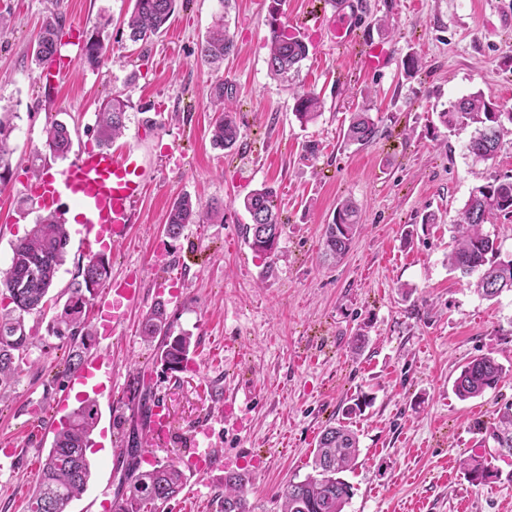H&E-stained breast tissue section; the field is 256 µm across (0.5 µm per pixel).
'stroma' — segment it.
Returning a JSON list of instances; mask_svg holds the SVG:
<instances>
[{"label": "stroma", "instance_id": "obj_1", "mask_svg": "<svg viewBox=\"0 0 512 512\" xmlns=\"http://www.w3.org/2000/svg\"><path fill=\"white\" fill-rule=\"evenodd\" d=\"M357 37L331 41L319 16L333 0H284L283 22L310 44L298 73L283 81L267 66L268 0H185L166 30L131 43L123 25L131 0H0V108L13 111L11 173L0 185V269L39 211L24 185L31 165L56 170L45 128L65 123L73 150L96 146L103 101L130 102L122 143L137 146L155 179L140 221L126 242L105 248L113 276L135 271L145 295L109 335L94 336L89 355L112 361V394H97L100 418L88 454L92 476L68 512H105L120 469L114 451L130 428L137 372L166 403L175 436L143 452L151 460L184 461L189 448L215 458L186 481L160 512H219L224 457L239 456L259 512H280L275 493L311 471L321 430L354 398L372 403L353 417L360 452L344 472L354 488L345 512H512V464L493 459L497 478L471 483L461 463L489 456L487 430L512 406V292L488 300L452 272L453 225L477 186L512 176V133L495 159L479 161L466 145L472 127H443L438 114L481 91L512 109V0H357ZM107 45L97 64L79 45L62 47L60 80L49 86L30 46L52 12ZM224 15L234 49L223 64L204 61L200 47ZM381 43L391 64L372 71L364 47ZM420 69L406 76L403 62ZM224 82L236 100L241 135L235 149L214 147L210 93ZM316 93L320 116L300 124L293 95ZM366 109L378 125L370 143L348 145L351 112ZM267 185L277 194L285 232L272 268L244 241L249 216L242 200ZM191 196L201 208L224 204L223 219L187 225L178 239L164 232L173 202ZM352 199L362 230L340 262L325 260L322 234L336 205ZM435 223H425L426 214ZM66 260L44 312L25 317L32 343L21 373L0 404V441L20 454L0 459V512H27L56 422L76 406L64 373L68 345L48 323L68 297L89 253L80 225L68 227ZM411 297H403L401 286ZM163 299L176 332L193 336L189 369L164 374L156 346L139 322ZM366 342L352 354L355 334ZM494 352L506 376L483 395L459 400L452 382L474 357ZM236 396L233 417L224 396Z\"/></svg>", "mask_w": 512, "mask_h": 512}]
</instances>
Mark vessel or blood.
I'll list each match as a JSON object with an SVG mask.
<instances>
[{
	"instance_id": "1",
	"label": "vessel or blood",
	"mask_w": 512,
	"mask_h": 512,
	"mask_svg": "<svg viewBox=\"0 0 512 512\" xmlns=\"http://www.w3.org/2000/svg\"><path fill=\"white\" fill-rule=\"evenodd\" d=\"M325 26L336 43L355 38L353 16L346 11L333 14ZM152 180L153 170L136 147L120 151L87 149L78 152L63 168L33 181L28 191L44 212L84 225L89 244H116L128 237L132 224L138 223V207ZM140 288L141 280L136 275L113 279L96 305L98 316L119 323L123 303L137 300ZM98 375H112L110 360L103 354L87 360L73 372L71 385L81 388ZM172 433L165 404L157 402L153 407L151 437L164 443Z\"/></svg>"
}]
</instances>
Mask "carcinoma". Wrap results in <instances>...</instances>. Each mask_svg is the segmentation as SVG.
I'll use <instances>...</instances> for the list:
<instances>
[{"instance_id":"carcinoma-1","label":"carcinoma","mask_w":512,"mask_h":512,"mask_svg":"<svg viewBox=\"0 0 512 512\" xmlns=\"http://www.w3.org/2000/svg\"><path fill=\"white\" fill-rule=\"evenodd\" d=\"M178 0H134L126 27L129 40L136 44L151 34H158L175 12ZM282 0H270V52L268 69L273 75L298 70L309 54V47L290 26L278 21ZM65 34V19L58 12L46 19L41 32L31 47V57L37 65L60 54ZM234 46L233 37L219 15L201 46V56L210 63L224 61ZM107 52L104 42L97 37L83 41L82 58L94 64ZM214 107L212 124L213 145L223 150L233 148L240 131L233 118V99L224 95V82L211 91ZM322 103L313 92L294 95L293 113L305 125L321 115ZM129 102L112 98L101 105L96 134L98 144L107 146L121 136L128 120ZM15 113H0V181L10 173V146ZM440 123L448 128L456 125H475L467 150L476 159L489 160L495 156L507 128L512 123V112L503 113L492 96L483 92L464 96L439 113ZM377 124L368 112H353L349 118L344 139L349 144L364 145L376 135ZM45 147L55 158L65 159L71 151L72 136L67 125L53 121L45 130ZM243 207L250 216L245 226V240L253 253L271 268L276 251L263 246L261 229L270 230L276 238L284 232L275 193L269 187L251 191L243 198ZM512 213V177L496 178L474 188L455 225L454 250L448 255V266L463 276L478 274L476 290L486 299H494L505 291H512V264L495 261L496 240L484 232L483 226L501 214ZM202 214L191 197L183 196L173 203L166 222V235L179 237L189 224H198ZM361 225L357 207L350 199L340 201L332 222L325 225L323 245L325 255L342 259L349 251ZM69 235L66 225L54 216H40L30 234L15 243L7 269L0 271V385L12 381L20 372L19 357L30 344L31 335L25 328V316L43 310L54 279L64 263ZM111 279V265L103 254H96L78 267L77 279L69 289V297L52 319L49 331L71 341L66 369L73 371L84 362L87 341L94 337V329L87 320L90 297L105 287ZM174 319L167 302L158 299L146 312L140 334L145 341L160 340L158 360L165 372L176 375L187 370L190 362L192 336L173 335ZM505 369L488 352L477 356L461 367L453 381V390L461 400L482 395L497 386ZM371 399L363 395L345 410V419L328 424L319 435L313 459V472L304 479L290 480L276 493L282 501L281 512H344L354 495L353 487L340 474L351 469L358 458L359 438L347 423L351 416L363 411ZM99 419L96 400H79L67 425L54 433L51 448L42 463L38 480L29 500V512H68L71 502L86 490L91 477L87 449ZM489 437L498 449L512 450V409L503 412L495 422ZM143 436L131 431L125 436L122 452V477L112 503V512H158L163 505L175 499L184 489V472L172 460L158 461L151 468H141ZM469 480L475 484L497 476L490 463L471 458L462 462ZM251 478L245 472H224V496L220 512H256L249 501Z\"/></svg>"}]
</instances>
